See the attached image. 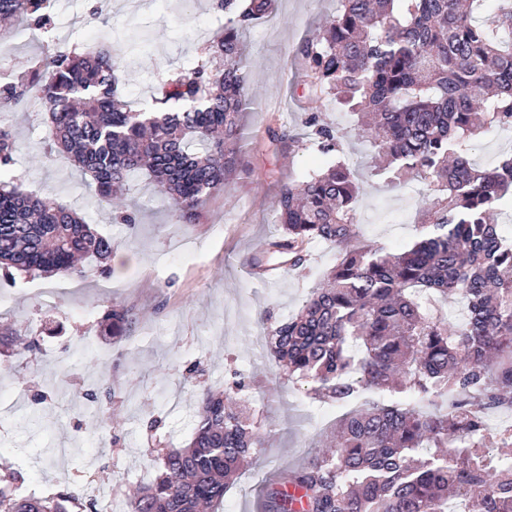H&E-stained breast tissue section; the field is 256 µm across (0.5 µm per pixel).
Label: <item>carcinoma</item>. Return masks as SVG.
<instances>
[{
    "instance_id": "obj_1",
    "label": "carcinoma",
    "mask_w": 512,
    "mask_h": 512,
    "mask_svg": "<svg viewBox=\"0 0 512 512\" xmlns=\"http://www.w3.org/2000/svg\"><path fill=\"white\" fill-rule=\"evenodd\" d=\"M275 0H213L224 31L187 68L159 74L146 102L119 95L129 75L104 44L57 45L49 0H0V39L21 29L42 49L30 69L0 75V112L34 98L48 115L44 155L90 176L96 202L119 224H136L123 200L144 173L176 224H194L207 197L224 190L240 164L241 120L250 105L240 34L270 15ZM296 55L306 134L268 128V147L315 149L330 165L281 185L283 234L266 252L298 270L308 247L336 245L327 283L301 309L265 326L267 350L306 396L345 409L334 448L299 468L284 463L263 494L262 512H512V426L486 415L512 410V239L498 216L512 203V157L488 167L467 154L481 132L512 128V0H340ZM357 117L358 140L381 160L390 182L426 183L416 240L397 253L356 247L362 183L347 164L343 137L321 119L328 103ZM19 146L0 120V272L85 279L89 259L104 264L119 243L76 209L27 191L12 175ZM460 295V322L430 301ZM116 332L137 323L133 308L107 300ZM38 342L0 330V345ZM202 394L194 433L157 457L153 480L127 500L128 512H217L233 476L253 463L266 436L235 397L250 385ZM88 389L98 429L112 428ZM455 443L451 457L439 449ZM24 473L0 464V512H85L80 489L22 495Z\"/></svg>"
}]
</instances>
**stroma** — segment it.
I'll list each match as a JSON object with an SVG mask.
<instances>
[{
  "mask_svg": "<svg viewBox=\"0 0 512 512\" xmlns=\"http://www.w3.org/2000/svg\"><path fill=\"white\" fill-rule=\"evenodd\" d=\"M337 6L338 0H276L274 14L243 34L255 103L243 117L242 169L223 192L205 201L194 224L172 223L169 211L152 202L153 186L142 174L131 178L128 195L136 226L115 223L78 173L45 159V114L30 104L8 115L21 146L14 172L25 188L81 210L127 255L83 282L22 274L12 283L0 280V296L8 298L0 305V328L12 327L40 344L35 354L0 346V390L31 398L53 377L70 399L66 408L39 417L0 406V448L27 473L28 491L133 492L154 475L153 442L185 446L201 393L225 387L236 370L253 377L242 398L265 429L267 444L259 462L224 495L234 512H255L261 489L278 466L303 464L309 449L329 435L340 408L310 402L263 356L262 342L265 321L296 313L335 264L336 250L314 244L305 271L270 280L252 277L248 262L262 256L278 233L274 201L281 184L300 180L327 161L311 150L272 153L265 131L298 128L302 103L288 89L301 73L294 50ZM53 11L63 47L146 39L144 51L124 57L132 82L122 93L130 99L149 97L158 72L188 66L222 22L210 0H97L93 6L87 0H55ZM344 154L366 186L357 211L358 246L395 249L413 240L421 184L392 186L373 176L368 151L357 139L345 140ZM185 246L197 247V258H181ZM108 297L134 308L138 323L130 333L113 336L102 323ZM95 375L115 393L109 407L112 433L119 439L98 456L80 448L93 426L82 395ZM152 419L160 422L153 433L147 430Z\"/></svg>",
  "mask_w": 512,
  "mask_h": 512,
  "instance_id": "obj_1",
  "label": "stroma"
}]
</instances>
